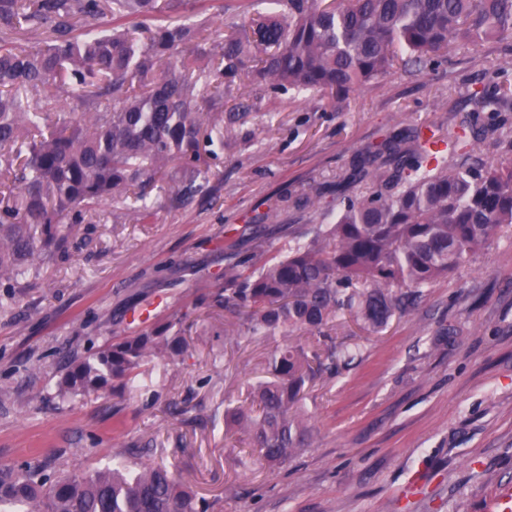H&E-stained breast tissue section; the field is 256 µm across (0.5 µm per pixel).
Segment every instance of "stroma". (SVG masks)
I'll return each mask as SVG.
<instances>
[{
	"label": "stroma",
	"mask_w": 512,
	"mask_h": 512,
	"mask_svg": "<svg viewBox=\"0 0 512 512\" xmlns=\"http://www.w3.org/2000/svg\"><path fill=\"white\" fill-rule=\"evenodd\" d=\"M503 54L496 41L460 46L437 71L374 80L342 102L312 91L251 99L207 195L174 208L154 189L146 224L103 202L67 254L46 256L19 303L0 308V467L35 456L80 472L174 464L216 512H497L512 492V226L383 332L337 319L350 359L309 387L312 443L279 467L238 465L241 437L224 432L226 402L249 405L270 380L275 342L225 338L206 308L185 360L147 364L123 395L61 397L57 382L66 360L141 330L132 311L170 319L219 287L229 252L249 254L262 233L281 248L366 192L352 162L387 136L491 121L499 133L475 155L503 157L512 112L478 117L468 101L496 83Z\"/></svg>",
	"instance_id": "obj_1"
}]
</instances>
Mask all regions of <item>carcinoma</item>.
<instances>
[{
	"instance_id": "carcinoma-1",
	"label": "carcinoma",
	"mask_w": 512,
	"mask_h": 512,
	"mask_svg": "<svg viewBox=\"0 0 512 512\" xmlns=\"http://www.w3.org/2000/svg\"><path fill=\"white\" fill-rule=\"evenodd\" d=\"M216 0H0V304L65 248L71 229L107 200L134 198L125 220L146 224V191L169 176L180 205L202 192L224 136L249 106L224 96L277 98L317 91L344 101L397 71H435L459 44L512 35V0H228L229 31L171 16H200ZM107 18L106 27L77 33ZM38 35L29 49L16 36ZM477 112L512 108V59ZM493 125L460 124L448 134L413 129L356 157L353 176L376 183L346 197L331 224L283 254L224 266L208 307L224 314V335L288 336L271 353L273 380L253 387L257 408L227 404L225 424L254 445L250 461L273 467L309 441L301 409L307 385L336 370L329 330L345 312L378 332L404 315L441 276L466 264L512 225V159H473ZM187 312L119 337L88 359H70L61 395L106 386L123 394L149 362L184 360ZM301 336L314 341L303 343ZM163 464L75 472L32 459L0 467V512H212Z\"/></svg>"
}]
</instances>
